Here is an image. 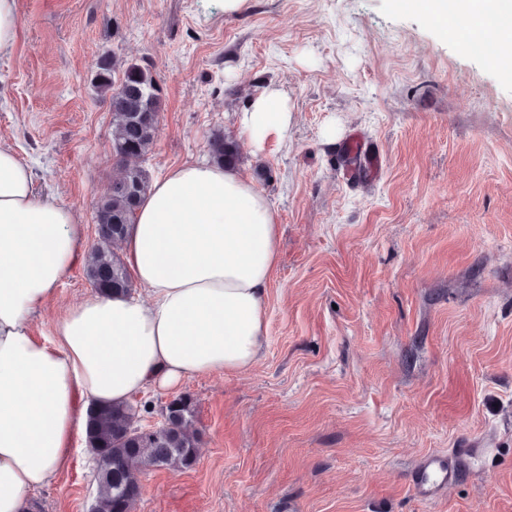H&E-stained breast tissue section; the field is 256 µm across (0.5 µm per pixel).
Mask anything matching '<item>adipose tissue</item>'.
Masks as SVG:
<instances>
[{
  "label": "adipose tissue",
  "instance_id": "adipose-tissue-1",
  "mask_svg": "<svg viewBox=\"0 0 512 512\" xmlns=\"http://www.w3.org/2000/svg\"><path fill=\"white\" fill-rule=\"evenodd\" d=\"M404 3L442 27L466 14V37L512 60V0ZM290 121L275 88L240 116L257 146ZM85 246L73 210L39 198L30 165L0 145V512H28L30 495L55 481L92 405L243 370L264 343L278 219L235 172L190 162L159 178L123 247L145 299L95 294L35 335L33 317Z\"/></svg>",
  "mask_w": 512,
  "mask_h": 512
}]
</instances>
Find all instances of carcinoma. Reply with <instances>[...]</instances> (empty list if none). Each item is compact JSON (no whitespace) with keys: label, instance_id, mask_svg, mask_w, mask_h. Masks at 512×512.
Returning <instances> with one entry per match:
<instances>
[{"label":"carcinoma","instance_id":"1","mask_svg":"<svg viewBox=\"0 0 512 512\" xmlns=\"http://www.w3.org/2000/svg\"><path fill=\"white\" fill-rule=\"evenodd\" d=\"M93 81L109 102L112 156L121 169L109 194L97 202L94 218L102 224V241L121 242L151 190L148 172L129 161L145 158L157 140L164 79L150 64L126 62L119 66L115 57L104 53L95 62ZM207 147L213 162L231 168L240 165L237 142L224 133H210ZM86 275L95 291L104 295L132 290L126 264L107 247L97 245L89 250ZM193 416L191 400L182 396L166 424L132 435L130 430L139 420L137 407L131 403L97 407L96 415L86 424L88 446L96 459L95 512H134L141 494L140 480L132 469L135 462L145 467L193 466L200 442L199 433L190 427Z\"/></svg>","mask_w":512,"mask_h":512}]
</instances>
